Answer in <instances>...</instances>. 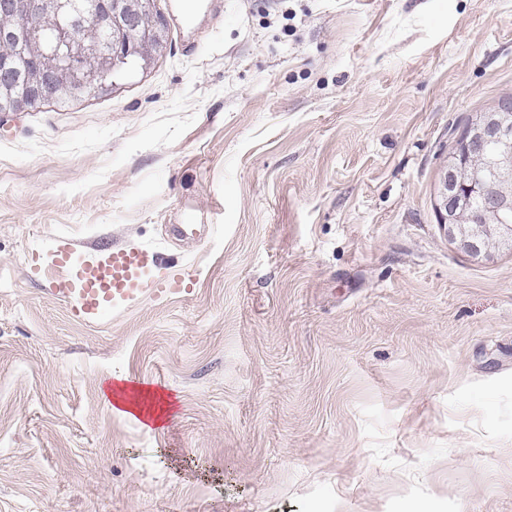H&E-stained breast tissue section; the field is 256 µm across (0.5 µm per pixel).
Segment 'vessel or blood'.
<instances>
[{
	"label": "vessel or blood",
	"mask_w": 512,
	"mask_h": 512,
	"mask_svg": "<svg viewBox=\"0 0 512 512\" xmlns=\"http://www.w3.org/2000/svg\"><path fill=\"white\" fill-rule=\"evenodd\" d=\"M42 267L58 270L51 291L66 299L72 317L81 321L103 322L112 314L181 291L162 255L146 248H113L80 256L68 242L52 238L43 248Z\"/></svg>",
	"instance_id": "1"
}]
</instances>
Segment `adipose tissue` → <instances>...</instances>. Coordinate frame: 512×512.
<instances>
[{
	"mask_svg": "<svg viewBox=\"0 0 512 512\" xmlns=\"http://www.w3.org/2000/svg\"><path fill=\"white\" fill-rule=\"evenodd\" d=\"M105 402L113 413L141 421L143 426H162L170 412L166 399L157 391L142 385L128 384L125 378L102 389Z\"/></svg>",
	"mask_w": 512,
	"mask_h": 512,
	"instance_id": "1",
	"label": "adipose tissue"
}]
</instances>
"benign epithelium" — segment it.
<instances>
[{"label":"benign epithelium","instance_id":"obj_1","mask_svg":"<svg viewBox=\"0 0 512 512\" xmlns=\"http://www.w3.org/2000/svg\"><path fill=\"white\" fill-rule=\"evenodd\" d=\"M142 0H0V19L23 22L35 12L49 21L61 9L70 15L55 38L68 46L61 58L43 48L40 39L30 46L28 93L3 104L0 112H23L51 100L50 91L104 72L135 55L148 62L160 39L164 22L156 12L140 8ZM112 26V40L100 43L87 25ZM19 81L14 66L0 59V93ZM438 223L448 238L468 253H488L502 242L512 243V112H478L471 117L444 161L434 196Z\"/></svg>","mask_w":512,"mask_h":512}]
</instances>
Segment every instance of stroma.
Returning <instances> with one entry per match:
<instances>
[{
    "label": "stroma",
    "instance_id": "1",
    "mask_svg": "<svg viewBox=\"0 0 512 512\" xmlns=\"http://www.w3.org/2000/svg\"><path fill=\"white\" fill-rule=\"evenodd\" d=\"M156 5L149 67L0 116V512H512V244L433 209L512 95V0ZM51 237L184 291L82 323ZM117 376L169 421L114 414Z\"/></svg>",
    "mask_w": 512,
    "mask_h": 512
}]
</instances>
